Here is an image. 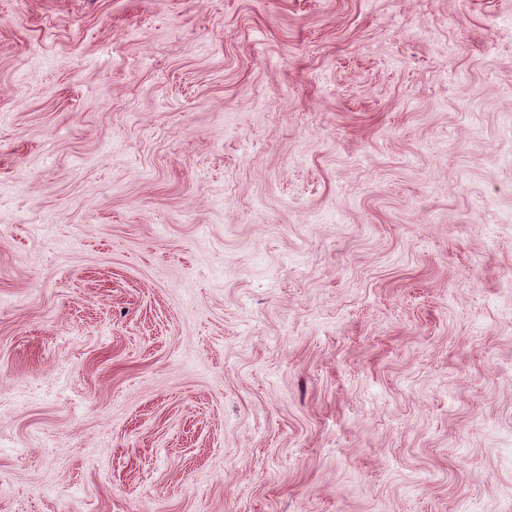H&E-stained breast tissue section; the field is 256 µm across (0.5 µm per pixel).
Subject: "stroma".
<instances>
[{
	"label": "stroma",
	"mask_w": 512,
	"mask_h": 512,
	"mask_svg": "<svg viewBox=\"0 0 512 512\" xmlns=\"http://www.w3.org/2000/svg\"><path fill=\"white\" fill-rule=\"evenodd\" d=\"M0 512H512V0H0Z\"/></svg>",
	"instance_id": "obj_1"
}]
</instances>
